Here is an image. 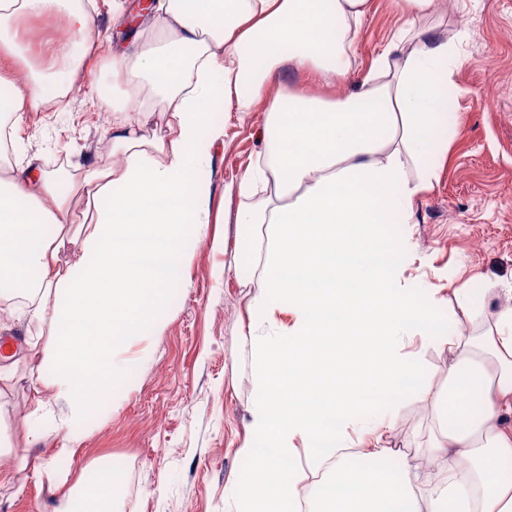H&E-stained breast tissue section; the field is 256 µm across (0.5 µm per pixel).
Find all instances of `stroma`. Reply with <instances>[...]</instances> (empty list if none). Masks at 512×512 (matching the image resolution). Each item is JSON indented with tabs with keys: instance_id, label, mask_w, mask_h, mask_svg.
Returning a JSON list of instances; mask_svg holds the SVG:
<instances>
[{
	"instance_id": "obj_1",
	"label": "stroma",
	"mask_w": 512,
	"mask_h": 512,
	"mask_svg": "<svg viewBox=\"0 0 512 512\" xmlns=\"http://www.w3.org/2000/svg\"><path fill=\"white\" fill-rule=\"evenodd\" d=\"M92 46L78 79L79 91L62 107L30 112L11 133L40 167L55 172L111 160L102 131L111 112L99 95L112 89V54L129 46L130 28L113 19L112 0H91ZM403 23L399 0H371L354 43L352 74L366 71ZM454 47V87L448 154L431 192L413 203L415 260L402 287L430 286L452 299L458 288L486 291L489 301L512 296V0H440L427 21ZM260 112H223L224 135L211 147L213 163L200 175L210 222L186 243L190 259L166 292L159 317L162 336L144 334L119 354L129 365L111 401L89 414L88 427L58 456L55 418L63 403L33 418L36 364L28 357L26 300L0 311V347L8 346L10 379L0 381V425L9 436L13 462H25L21 493L0 489V512H63L67 492L99 462L121 465L122 495L111 512H224V497L247 461L238 450L255 401L253 346L239 335L250 296L243 283L253 270L245 255L253 238L224 221L236 201L224 185L239 180L264 157L257 131ZM425 403L404 399L391 433L399 449L423 471L437 466L418 450L428 426Z\"/></svg>"
}]
</instances>
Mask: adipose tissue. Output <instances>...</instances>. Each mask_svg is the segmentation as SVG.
<instances>
[{
  "label": "adipose tissue",
  "mask_w": 512,
  "mask_h": 512,
  "mask_svg": "<svg viewBox=\"0 0 512 512\" xmlns=\"http://www.w3.org/2000/svg\"><path fill=\"white\" fill-rule=\"evenodd\" d=\"M370 0H157L155 24L135 36L133 51L112 59L120 96L101 97L112 111L109 139L119 162L66 174L34 159L0 171V297L30 300L28 320L54 341L28 351L45 396L64 401L56 423L68 452L90 409L111 399L124 377L116 355L143 329L161 335L158 312L181 276L187 240L208 223L199 174L224 130L210 107L264 112V163L251 167L225 195L244 197L234 222L266 228V246L250 286L248 324L255 350L248 436L239 452L250 461L234 477L226 512H512V478L496 477L512 458V301L486 309L472 289H459L458 314L440 326L437 289L409 290L400 281L412 246L395 223L413 220L415 198L430 192L448 149L452 50L419 29L437 0H402L407 15L367 71L351 77V53ZM53 17L70 31L89 30L84 0H0V37L16 41L21 24ZM90 50L75 42L67 64L49 71L28 61L24 79L7 75L22 61L0 54V117L21 123L71 90ZM315 73L324 85L352 82L336 98L309 95L279 81L285 68ZM143 105L129 121V102ZM84 190L87 206L73 217L68 193ZM81 247L61 264L69 228ZM151 260H142L148 247ZM373 298L372 309L362 302ZM294 322L278 336L259 335L275 308ZM483 322L482 333L461 332ZM453 358L440 383L423 381L412 342ZM314 355L290 357L297 345ZM367 360L379 381L375 398L324 378L348 358ZM425 401L431 423L425 451L439 466L422 475L391 448L393 412L405 397ZM317 473L324 494L300 497Z\"/></svg>",
  "instance_id": "1"
}]
</instances>
